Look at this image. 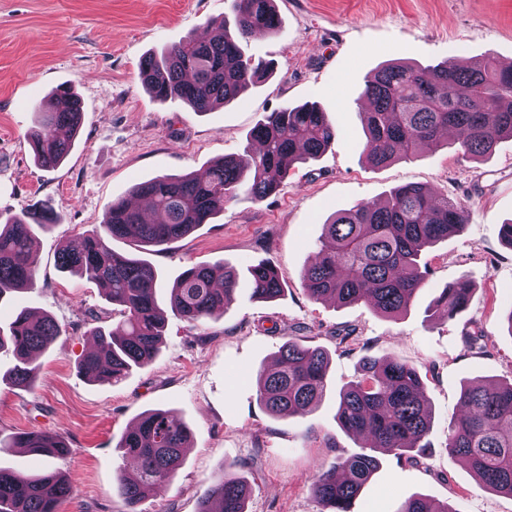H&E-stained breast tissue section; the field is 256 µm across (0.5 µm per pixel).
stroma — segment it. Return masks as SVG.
<instances>
[{"label": "stroma", "instance_id": "stroma-1", "mask_svg": "<svg viewBox=\"0 0 512 512\" xmlns=\"http://www.w3.org/2000/svg\"><path fill=\"white\" fill-rule=\"evenodd\" d=\"M276 7L279 35L243 45L246 55L272 63V76L198 113L152 99L139 65L187 35L211 33L229 15L230 0H0V217L37 202L56 215L33 254L36 283L0 300V327L28 308L63 330L38 354L40 376L31 389L14 387L11 362L0 355V437L44 430L70 449L50 464L12 448L0 452V466L61 471L73 492L57 512H124L114 492L125 465L117 443L144 411L172 409L191 430L190 446L173 479L141 512H198L206 487L227 469L242 472L253 487L247 512H321L314 476L337 453L360 446L336 421L338 395L362 357L389 355L415 367L425 382L430 447L415 465L381 455L354 512H397L415 495L447 502L452 512H512L511 496L480 485L445 450L462 386L477 378L512 380V248L500 235L512 219V138L487 158L444 144L375 167L364 153L362 115L365 84L387 62L512 63V0H276ZM61 85L80 97L83 113L70 154L47 170L35 162L27 137L34 112L51 111ZM307 101L338 129L324 154L295 164L265 200L239 197L212 223L140 253L167 285L202 264L221 263L243 277L262 259L279 271L283 295L253 299L242 280L233 303L203 323L170 316L148 366L116 385L88 382L78 364L93 344L90 329L111 324L112 305L97 285L59 271V247L78 244L136 182L199 175L220 158H246L264 115ZM407 184L471 208L459 234L423 253L428 275L409 311L393 319L363 303L311 298L302 274L333 213L386 200ZM462 278L473 286L468 308L452 320L432 316L434 298ZM477 330L478 344H468L466 335ZM302 336L329 354L327 393L304 415L273 417L257 400L255 375L288 338Z\"/></svg>", "mask_w": 512, "mask_h": 512}]
</instances>
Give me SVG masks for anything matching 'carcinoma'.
<instances>
[{
	"instance_id": "carcinoma-1",
	"label": "carcinoma",
	"mask_w": 512,
	"mask_h": 512,
	"mask_svg": "<svg viewBox=\"0 0 512 512\" xmlns=\"http://www.w3.org/2000/svg\"><path fill=\"white\" fill-rule=\"evenodd\" d=\"M235 34L208 40L192 35L160 56L140 63L143 87L159 101L180 100L197 112L236 99L264 81L272 66L245 56L242 42L278 34L275 0H232ZM371 111L364 113L365 153L370 163L384 166L438 147L442 134L453 137L458 150L472 157L493 152L498 141L512 138V66L488 59L465 65L447 61L414 66L396 61L383 65L365 84ZM56 109L37 116L28 143L36 162L54 168L74 145L83 106L68 88L55 93ZM336 125L315 104L283 107L255 127L252 140L261 146L249 167L227 157L209 166L206 176H158L135 184L131 195L143 199L152 218L125 199L112 202L99 227L79 248L66 246L58 267L100 287L119 308L120 319L92 329L94 347L80 360L79 372L90 382L113 384L133 369L153 362L167 322V312L197 325L228 307L235 297L238 273L223 265L192 266L175 280L161 306L162 288L155 268L146 260L112 250L110 241L137 247H160L211 223L224 205L245 195L259 202L273 195L296 163L313 160L336 140ZM469 217L467 205L432 194L417 185L395 188L383 204L360 203L335 213L325 224L319 251L304 270L302 282L316 300L332 297L343 305L365 303L385 315L407 311L425 284L419 259L429 246L459 232ZM55 224L53 211L34 203L0 224V301L34 286L30 257L38 233ZM254 297L274 300L284 292L277 270L260 260L248 269ZM473 288L460 279L442 289L436 312L447 319L462 313ZM62 335L47 314L17 311L0 328V353L12 354L11 382L20 389L34 385L39 367L33 354ZM328 354L303 339L290 338L276 363L257 376V399L271 415L290 418L305 413L324 397ZM461 413L448 424L445 450L467 461L489 489L512 496V382L481 380L461 392ZM347 433L365 439L361 450L336 456L334 465L313 481L322 512H353V505L379 468L377 453L414 463L428 447L431 417L421 375L395 358L364 357L358 375L339 394L336 414ZM191 432L171 409L141 414L122 434L118 448L132 467L121 472L115 492L126 512H139L158 485L172 479L183 462ZM0 448H25L46 460L66 452L59 435L31 431L0 438ZM69 481L47 468L24 475L0 468V512H56L57 502L71 494ZM251 486L225 471L204 491L198 512H246ZM397 512H452L446 502L420 496L403 501Z\"/></svg>"
}]
</instances>
